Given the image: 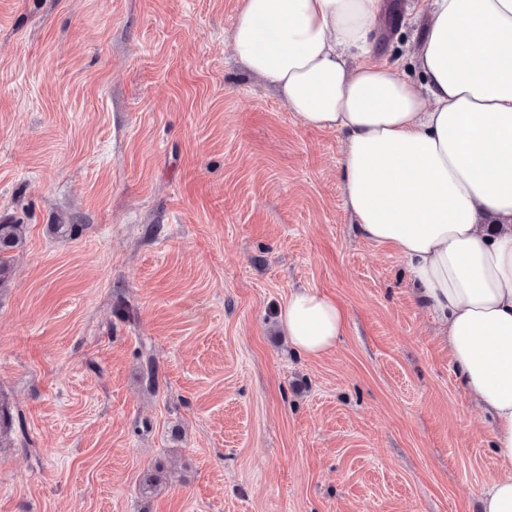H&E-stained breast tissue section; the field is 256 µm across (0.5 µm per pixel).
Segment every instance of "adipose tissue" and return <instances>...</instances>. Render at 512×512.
I'll return each mask as SVG.
<instances>
[{
	"instance_id": "1",
	"label": "adipose tissue",
	"mask_w": 512,
	"mask_h": 512,
	"mask_svg": "<svg viewBox=\"0 0 512 512\" xmlns=\"http://www.w3.org/2000/svg\"><path fill=\"white\" fill-rule=\"evenodd\" d=\"M383 0H241L231 45L306 125L343 143L359 231L400 256L464 389L489 415L504 476L482 512H512V0H431L411 79L377 56ZM281 322L317 356L347 314L315 290Z\"/></svg>"
}]
</instances>
